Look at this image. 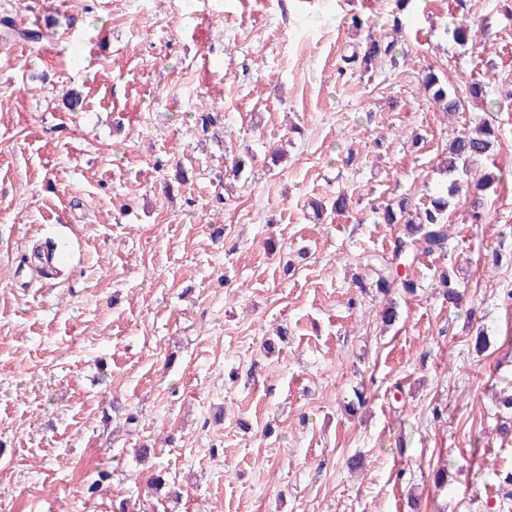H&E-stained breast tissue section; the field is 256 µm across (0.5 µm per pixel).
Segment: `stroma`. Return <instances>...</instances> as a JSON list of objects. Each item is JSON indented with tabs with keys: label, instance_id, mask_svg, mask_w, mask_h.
Here are the masks:
<instances>
[{
	"label": "stroma",
	"instance_id": "1",
	"mask_svg": "<svg viewBox=\"0 0 512 512\" xmlns=\"http://www.w3.org/2000/svg\"><path fill=\"white\" fill-rule=\"evenodd\" d=\"M395 12L0 0V512H512V109L449 115L421 85L432 68L511 96L512 0H413L397 31ZM464 18L476 46L448 33ZM370 33L397 50L365 74L347 59ZM488 115L485 220L459 200L416 294L378 293L359 259L390 256L404 227L375 206L445 189L449 139ZM49 238L52 279L32 258ZM158 475L179 499L150 490Z\"/></svg>",
	"mask_w": 512,
	"mask_h": 512
}]
</instances>
